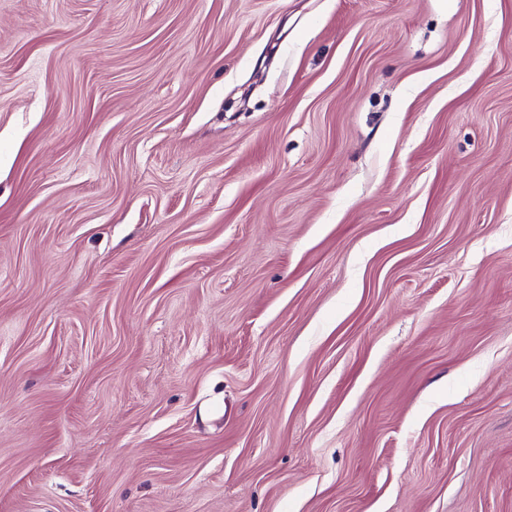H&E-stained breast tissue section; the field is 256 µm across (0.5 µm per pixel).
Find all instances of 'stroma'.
Wrapping results in <instances>:
<instances>
[{"label":"stroma","mask_w":512,"mask_h":512,"mask_svg":"<svg viewBox=\"0 0 512 512\" xmlns=\"http://www.w3.org/2000/svg\"><path fill=\"white\" fill-rule=\"evenodd\" d=\"M0 512H512V0H0Z\"/></svg>","instance_id":"1"}]
</instances>
